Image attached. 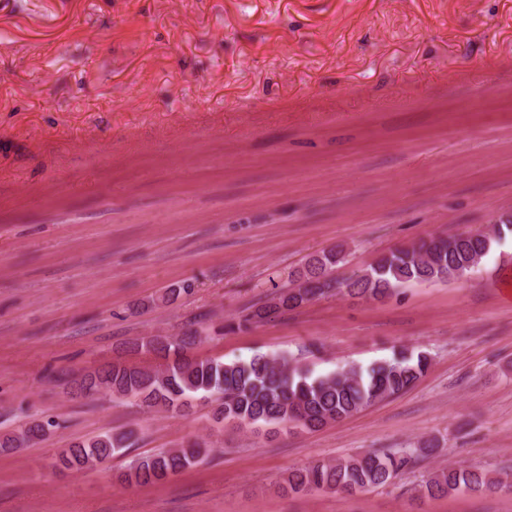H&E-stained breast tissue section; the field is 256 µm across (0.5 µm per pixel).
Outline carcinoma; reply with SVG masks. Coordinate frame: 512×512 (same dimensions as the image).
Returning a JSON list of instances; mask_svg holds the SVG:
<instances>
[{
    "instance_id": "cac0c4a2",
    "label": "carcinoma",
    "mask_w": 512,
    "mask_h": 512,
    "mask_svg": "<svg viewBox=\"0 0 512 512\" xmlns=\"http://www.w3.org/2000/svg\"><path fill=\"white\" fill-rule=\"evenodd\" d=\"M512 221H502L486 233L467 237H432L412 247H401L379 256L363 273L343 281L331 275L341 261L334 248L313 258L303 273L296 274L295 288L275 294L268 303L241 316L240 324H257L272 315L286 314L332 290L350 297L383 300L412 282L460 279L472 274L498 243ZM205 338L204 329H190L180 336L157 335L135 341L131 350L153 352L165 360L156 370L114 363L84 375L81 388L89 393L133 398L148 408L183 409L198 394L214 398L218 420L247 425L318 429L340 421L363 407L410 387L425 373L430 356L402 348L392 358L368 367L345 364L332 372L314 374L284 357L256 355L245 362L218 359L194 360L188 351ZM54 421H37L16 435L0 437V450L44 439ZM131 434H105L87 443L63 450L55 463L59 468L81 471L130 447ZM435 452L424 443L409 450L379 448L362 456L318 462L288 473L285 492L312 493L321 490L364 491L386 484L406 472L418 456ZM204 449L174 448L131 461L119 481L127 484L159 483L198 463ZM497 486L487 474L469 469H443L421 485L429 497L449 493L483 492Z\"/></svg>"
}]
</instances>
